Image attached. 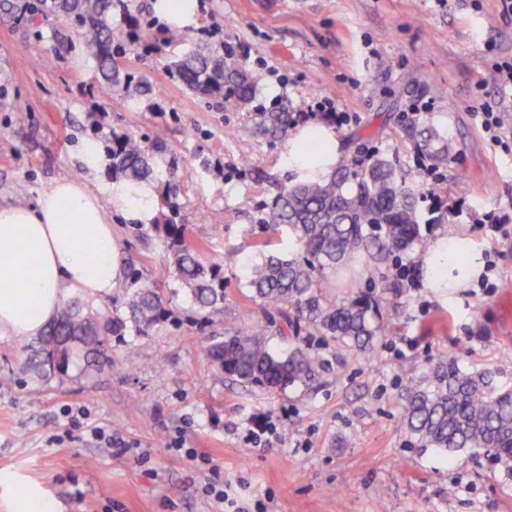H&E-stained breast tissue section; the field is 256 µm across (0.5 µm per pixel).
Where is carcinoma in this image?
Instances as JSON below:
<instances>
[{
    "mask_svg": "<svg viewBox=\"0 0 512 512\" xmlns=\"http://www.w3.org/2000/svg\"><path fill=\"white\" fill-rule=\"evenodd\" d=\"M20 11L26 21L39 17L51 26L54 57L73 41L81 42L92 54L93 84L102 93L119 91L129 100L156 108L162 90L147 73L134 74L120 65V59L141 43L139 20L127 0H26ZM117 11L123 17L121 26L112 23ZM148 36L185 47L170 68L193 93L231 99L241 107L252 103L255 80L224 46H193L187 29L166 28ZM251 121L256 135L282 138L294 123V113L258 108ZM403 131L417 160L426 166L407 165L397 150L380 154L360 147L329 178L279 188L268 213L259 220L270 237L261 242L260 261L252 265L247 284L266 318L212 337L208 354L224 374L245 386L271 390L306 385L319 359L301 348L275 352L266 341L277 334L287 337L286 331L298 329L302 322L320 336L350 345L369 359L375 357L385 332L378 302L359 294L356 280L348 283V297L339 302L329 300L321 284L326 274L359 257L382 288L397 296L403 281L389 276L383 263L400 253L427 249L420 231V186L429 170L448 165V139L419 118ZM103 142L105 167L112 179L134 183L156 178L155 160L169 151L161 135L143 141L112 131ZM177 192L174 180H167L160 196V219L150 229L162 235L172 273L207 322L224 309V272L205 261L200 247L187 238L185 225L179 223ZM281 230L288 232L286 252L273 248V235ZM127 276L135 285L127 303L130 316L106 306L87 314L79 302L63 301L38 346L22 345L31 351L28 369L42 376L49 371L65 373L80 362L88 368L120 367L104 337L123 336L130 327L146 333L169 314L168 301L154 281L132 263ZM402 428L422 448L448 454L481 451L492 465L512 476V389L493 390L488 371L470 374L455 362L442 360L422 379L409 378Z\"/></svg>",
    "mask_w": 512,
    "mask_h": 512,
    "instance_id": "carcinoma-1",
    "label": "carcinoma"
}]
</instances>
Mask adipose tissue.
Segmentation results:
<instances>
[{
	"instance_id": "obj_1",
	"label": "adipose tissue",
	"mask_w": 512,
	"mask_h": 512,
	"mask_svg": "<svg viewBox=\"0 0 512 512\" xmlns=\"http://www.w3.org/2000/svg\"><path fill=\"white\" fill-rule=\"evenodd\" d=\"M314 133L323 149L310 156L303 147ZM342 159L335 131L320 123L292 131L283 153L297 182L328 177ZM157 196L151 183L117 180L96 192L82 180L65 178L34 203L0 204V335H42L69 296L111 297L123 271L107 209L117 207L130 221L148 224ZM422 268L425 288L440 294L470 287L485 265L473 240L456 235L439 238L424 254Z\"/></svg>"
}]
</instances>
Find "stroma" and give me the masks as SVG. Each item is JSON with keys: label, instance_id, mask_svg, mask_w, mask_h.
<instances>
[{"label": "stroma", "instance_id": "35a3bbf8", "mask_svg": "<svg viewBox=\"0 0 512 512\" xmlns=\"http://www.w3.org/2000/svg\"><path fill=\"white\" fill-rule=\"evenodd\" d=\"M200 2L195 43L233 47L258 80L255 106L341 113L344 157L362 144L413 160L403 121L427 114L451 146L447 167L429 175L448 220L421 233L430 242L472 236L487 283L436 295L422 287L412 252L401 260L413 270L403 296L382 310L375 362L315 333L273 336L275 351L315 354L316 377L282 392L233 381L207 346L263 317L247 282L264 236L257 219L288 180L284 141L254 136L248 109L187 91L169 68L174 47L126 59L163 90L152 112L117 92L99 99L85 48L45 64L50 30L0 17V94L9 101L0 109V202H32L60 178L109 182L79 160L93 106L104 129H162L173 155L156 165L174 167L181 220L221 264L227 288L223 312L202 323L177 292L164 243L142 240L112 211L121 263L159 284L172 315L146 334L108 337L123 362L115 371L73 366L37 378L23 368L19 338L0 335V472L13 477L0 485V512H15L18 494L34 488L58 512H219L206 490L215 472L243 512L261 503L269 512H512V478L487 457L418 447L401 426L408 377L439 361L512 387V243L483 222L512 209V110L496 142L475 115L504 97L493 75L512 58V13L500 0ZM95 427L112 432L113 449L92 440Z\"/></svg>", "mask_w": 512, "mask_h": 512}]
</instances>
